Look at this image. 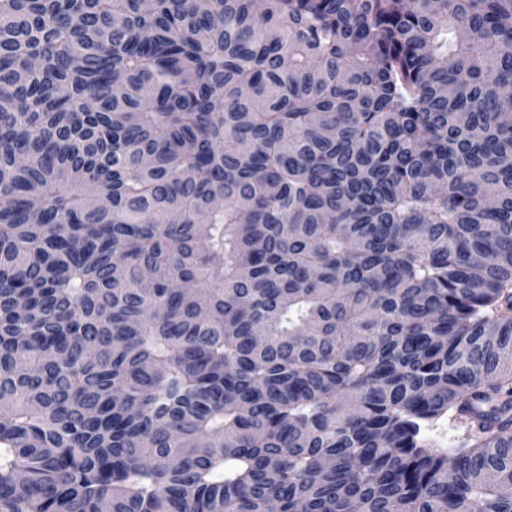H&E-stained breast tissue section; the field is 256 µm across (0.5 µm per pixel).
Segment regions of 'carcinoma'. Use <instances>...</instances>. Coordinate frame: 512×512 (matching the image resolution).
Returning a JSON list of instances; mask_svg holds the SVG:
<instances>
[{
  "mask_svg": "<svg viewBox=\"0 0 512 512\" xmlns=\"http://www.w3.org/2000/svg\"><path fill=\"white\" fill-rule=\"evenodd\" d=\"M0 512H512V0H0ZM425 436L433 448H439L443 452H448V455H452L459 445L460 431L447 419L427 430Z\"/></svg>",
  "mask_w": 512,
  "mask_h": 512,
  "instance_id": "1",
  "label": "carcinoma"
}]
</instances>
